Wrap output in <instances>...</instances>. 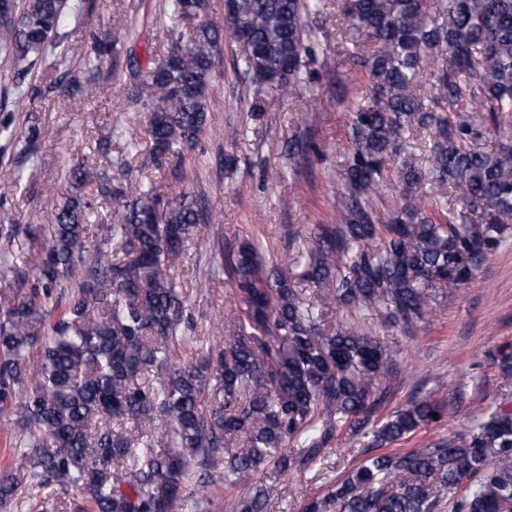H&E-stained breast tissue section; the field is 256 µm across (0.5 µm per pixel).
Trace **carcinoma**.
Masks as SVG:
<instances>
[{"mask_svg": "<svg viewBox=\"0 0 512 512\" xmlns=\"http://www.w3.org/2000/svg\"><path fill=\"white\" fill-rule=\"evenodd\" d=\"M327 0H225L224 26L267 93L297 94L312 79L308 18ZM13 18L0 50L28 71L65 20L62 0H0ZM344 38L373 94L351 113V150L336 223L313 229L319 248L294 285L263 270L250 241L226 258L240 307L224 344L195 340L196 365L179 363L186 293L174 272L199 210L179 195L135 186L113 193L112 247L89 261L96 223L82 190L85 165L68 169L52 221L27 229L33 243L13 271L0 314V414L26 432L0 474V505L30 479L73 512H185L204 498L198 469L224 466L233 485L266 465L281 476L332 448L336 431L359 432L384 398L393 355L360 320L409 328L439 291L473 281L512 226V0H335ZM176 22L167 54L130 72L148 110L152 154L181 170L208 128L222 27L210 0H168ZM190 44H183V39ZM431 130L419 163L405 134ZM404 203L384 214L372 193L388 173ZM433 181L459 193L425 200ZM71 287L63 310L56 290ZM451 403L414 396L386 417L376 446L401 442L446 418ZM296 450L289 449V446ZM465 492L454 512H512V407L501 404L471 434L430 448L366 457L306 512H435L440 494ZM276 485L256 483L237 512H267Z\"/></svg>", "mask_w": 512, "mask_h": 512, "instance_id": "obj_1", "label": "carcinoma"}]
</instances>
